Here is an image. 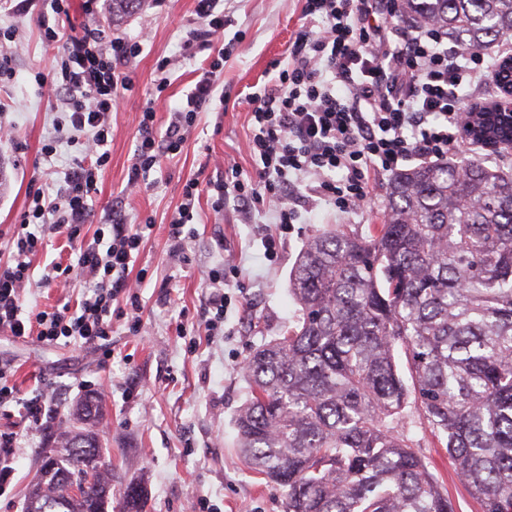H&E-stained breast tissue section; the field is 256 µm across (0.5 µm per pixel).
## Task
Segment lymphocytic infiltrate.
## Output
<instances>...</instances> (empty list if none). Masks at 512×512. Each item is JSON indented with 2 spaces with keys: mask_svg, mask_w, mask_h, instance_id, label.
<instances>
[{
  "mask_svg": "<svg viewBox=\"0 0 512 512\" xmlns=\"http://www.w3.org/2000/svg\"><path fill=\"white\" fill-rule=\"evenodd\" d=\"M70 2L49 0L56 23L44 26L43 36L64 43L49 83L66 94L68 119L61 133L87 130L91 137L83 159L56 192L34 190L20 215L11 252L0 260V332L93 348L112 334L113 304L128 308L129 333L142 327L140 297L129 273L150 225L117 220L97 230L91 243L80 241L98 191V173L110 158V117L118 109L120 90L132 86L122 65L140 46L112 41L88 25L61 37L58 24L69 19ZM195 14L200 25L182 45L188 57L211 48L223 31V0H195ZM400 15L401 0H303L304 24L289 47L287 64L273 86L249 95L246 148L256 164L255 177L230 164L221 179L186 182L170 221L176 244L185 241L184 229L204 190L217 211L234 204L247 212H275L279 223L293 224L301 210L322 203L342 220L357 213L377 184L403 164L435 163L464 146L474 154L485 149L483 141L458 139L473 110L459 91L492 77L497 58L512 57V46H501L494 58L461 52L448 44L445 32L401 21ZM223 68V56L214 57L174 111L164 139L155 135L154 110L143 112L129 185H137L163 154L181 149L187 129L212 103ZM50 232L66 235L79 249L73 262L53 264L48 280L64 288L85 284L92 293L73 307L29 310L23 292L31 261Z\"/></svg>",
  "mask_w": 512,
  "mask_h": 512,
  "instance_id": "obj_1",
  "label": "lymphocytic infiltrate"
}]
</instances>
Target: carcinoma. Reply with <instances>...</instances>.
Masks as SVG:
<instances>
[{
	"label": "carcinoma",
	"mask_w": 512,
	"mask_h": 512,
	"mask_svg": "<svg viewBox=\"0 0 512 512\" xmlns=\"http://www.w3.org/2000/svg\"><path fill=\"white\" fill-rule=\"evenodd\" d=\"M111 2L121 20L145 0ZM402 13L469 53L512 38V0H402ZM387 197L384 223L327 229L298 253L295 325L245 364L241 452L283 489L285 512H455L405 433L413 406L483 512H512V172L420 165ZM98 416L88 397L65 420L24 512H107ZM83 444L100 470L74 498L66 473L83 471ZM145 500L126 487V512Z\"/></svg>",
	"instance_id": "obj_1"
}]
</instances>
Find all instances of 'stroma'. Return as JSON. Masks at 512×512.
Wrapping results in <instances>:
<instances>
[{
    "label": "stroma",
    "instance_id": "1",
    "mask_svg": "<svg viewBox=\"0 0 512 512\" xmlns=\"http://www.w3.org/2000/svg\"><path fill=\"white\" fill-rule=\"evenodd\" d=\"M194 0H146L123 21L112 19L110 0H101L95 16L72 0L70 21L104 29L111 37L139 42L140 54L125 70L134 81L112 115L110 159L100 171L99 191L83 235L92 238L105 214L119 207L126 223L152 220L154 227L140 248L136 268L145 269L140 288L143 330L129 333L125 319L112 320L104 350L82 352L70 344H47L36 337L16 339L0 333V363L12 365L13 382L22 399L45 397L53 410L47 423L28 428L19 416L0 411V435L16 438L13 474L0 495V512H23V492L35 477L37 455L84 393L101 400L104 419L100 439L112 466L108 512H124L123 492L144 483L143 512H191L198 499L217 512H284V492L252 469L238 449L236 414L248 394L244 365L253 350L285 334L296 306L288 294V274L305 242L335 226L331 208L321 205L303 223L279 227L274 215L246 217L236 207L214 211L209 193L196 202L193 235L175 249L169 222L182 201L188 179L207 181L223 173L225 163L253 175L246 150L250 110L246 96L272 85V65L288 59L300 30L301 0H226L224 73L219 81L226 108L211 104L199 112L180 152L165 155L144 182L128 186L137 131L147 106L156 111L157 133H165L170 114L194 88L211 61L208 51L182 56L181 44L197 26ZM44 0L19 5L0 0V28L13 31L10 44L13 79L0 83V253L27 204L30 188L62 183L83 156L87 134L66 140L56 129L65 119L61 96L49 95L36 74H53L62 45L46 41L40 18L49 14ZM164 92H157L160 78ZM280 235L275 260H267L261 240ZM76 246L48 234L46 247L32 259L33 275L24 291L26 306L60 307L80 301L81 290L44 281L54 263L74 261ZM223 271L231 304L219 334L201 326L209 296L208 274ZM410 438L420 448L442 490L457 512H481L459 481L444 448L409 412Z\"/></svg>",
    "mask_w": 512,
    "mask_h": 512
}]
</instances>
